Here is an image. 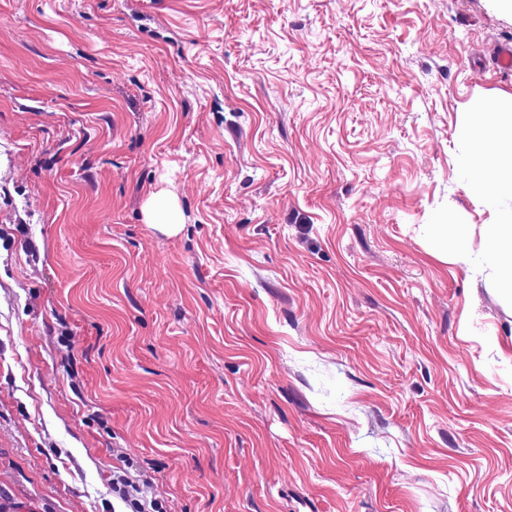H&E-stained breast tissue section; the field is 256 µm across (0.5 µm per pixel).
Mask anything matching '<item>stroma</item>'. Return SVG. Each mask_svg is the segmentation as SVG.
Segmentation results:
<instances>
[{
    "label": "stroma",
    "mask_w": 512,
    "mask_h": 512,
    "mask_svg": "<svg viewBox=\"0 0 512 512\" xmlns=\"http://www.w3.org/2000/svg\"><path fill=\"white\" fill-rule=\"evenodd\" d=\"M506 47L495 0H0V512H127L121 456L166 512H512L461 166Z\"/></svg>",
    "instance_id": "stroma-1"
}]
</instances>
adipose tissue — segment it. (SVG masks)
I'll list each match as a JSON object with an SVG mask.
<instances>
[{
  "label": "adipose tissue",
  "mask_w": 512,
  "mask_h": 512,
  "mask_svg": "<svg viewBox=\"0 0 512 512\" xmlns=\"http://www.w3.org/2000/svg\"><path fill=\"white\" fill-rule=\"evenodd\" d=\"M476 150L465 160L474 189L512 197V94H502L498 108L475 107L466 129Z\"/></svg>",
  "instance_id": "adipose-tissue-1"
}]
</instances>
